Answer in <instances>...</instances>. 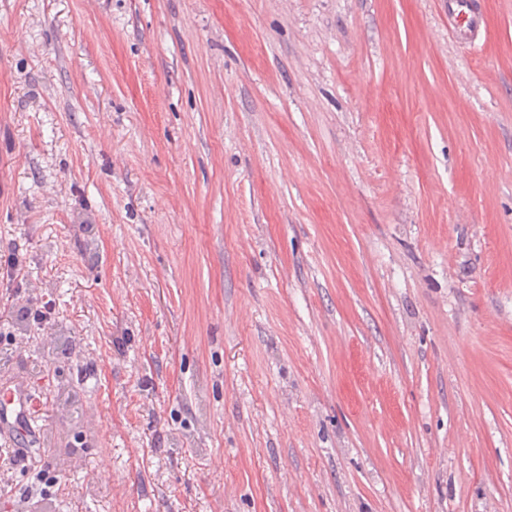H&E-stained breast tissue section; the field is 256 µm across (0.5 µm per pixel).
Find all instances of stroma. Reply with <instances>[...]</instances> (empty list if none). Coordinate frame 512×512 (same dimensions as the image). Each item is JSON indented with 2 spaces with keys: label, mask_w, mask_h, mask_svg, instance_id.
I'll return each instance as SVG.
<instances>
[{
  "label": "stroma",
  "mask_w": 512,
  "mask_h": 512,
  "mask_svg": "<svg viewBox=\"0 0 512 512\" xmlns=\"http://www.w3.org/2000/svg\"><path fill=\"white\" fill-rule=\"evenodd\" d=\"M482 4L0 0V512H512ZM448 23L455 37L466 42L477 41L487 26L486 17L476 0H448ZM30 401L28 391L23 386L15 384L1 386L0 432L7 443L27 441L32 436Z\"/></svg>",
  "instance_id": "1"
}]
</instances>
